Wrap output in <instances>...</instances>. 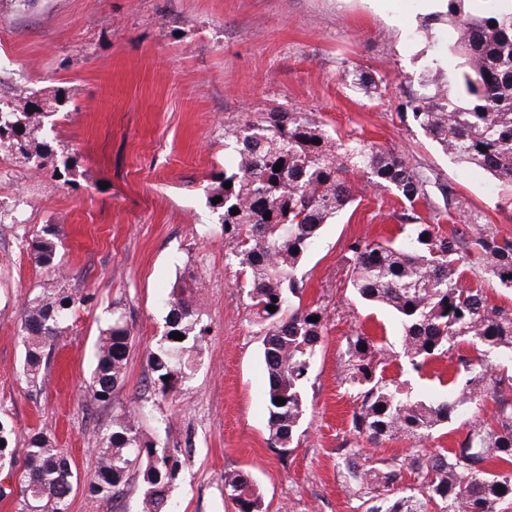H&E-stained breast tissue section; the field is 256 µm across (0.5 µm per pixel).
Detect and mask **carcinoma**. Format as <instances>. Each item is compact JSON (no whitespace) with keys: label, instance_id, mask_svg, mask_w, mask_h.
Here are the masks:
<instances>
[{"label":"carcinoma","instance_id":"carcinoma-1","mask_svg":"<svg viewBox=\"0 0 512 512\" xmlns=\"http://www.w3.org/2000/svg\"><path fill=\"white\" fill-rule=\"evenodd\" d=\"M472 0H443L435 20L454 31L448 54L458 59L442 78L435 66L430 93L405 103L412 120L456 161L478 166L512 190V0H495L493 11L469 10ZM352 87L370 93L378 88L365 72H349ZM65 101L28 100L23 110L0 99V151L19 156L41 170L49 158L38 141L48 120ZM319 143H313V140ZM233 166L224 172L230 188L212 205L227 247L225 259L238 267L239 287L246 290L263 330V359L268 378V423L277 441L290 442L304 414L302 389L317 354L324 312L304 307L297 270L323 226L352 201L345 174L348 165L363 171L379 191H390L406 205L396 236L382 241L353 240L347 245L348 282L363 301L387 309L401 332L403 365L421 374L431 363L460 348L461 337L474 351L457 356L447 391L425 397L385 376L380 350L363 332L347 337L344 380L356 392L351 417L354 436L372 445L403 437L420 443L442 424L475 404L485 389L496 403L493 422H471L454 448L413 449L409 461L374 459L353 443L342 449L345 478L358 487L365 512H512V375L488 386L496 354L512 361V312L489 302L482 285L464 284L463 249L475 252L498 287L512 291V241L484 232L470 242L447 235L437 224H423L416 207L442 198L448 188L416 171L392 150L360 142L337 144L304 112H270L239 128L224 130ZM282 169L274 171L277 164ZM238 208L232 214V208ZM269 218H264L266 213ZM35 262L57 267L61 242L53 227L29 243ZM185 273L167 300L163 343L150 354L155 383L162 395L189 378L202 351L200 325ZM91 299L64 288H44L24 306V372L35 384L45 370L51 347L77 305ZM276 307L275 312L267 306ZM318 317L311 322L309 318ZM179 332V341L171 333ZM130 330L121 316L102 331L95 346L91 398L112 400L123 381ZM286 399L277 405L274 399ZM419 484L399 487L404 466ZM181 461L176 452L144 442L130 414L117 416L99 443L89 490L116 494L130 473L145 485L142 512H170L168 492ZM77 475L64 452L42 434L30 436L20 469L21 512H68ZM224 488L237 512H261L259 489L241 471L224 477Z\"/></svg>","mask_w":512,"mask_h":512}]
</instances>
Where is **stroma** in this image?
I'll return each mask as SVG.
<instances>
[{"instance_id": "stroma-1", "label": "stroma", "mask_w": 512, "mask_h": 512, "mask_svg": "<svg viewBox=\"0 0 512 512\" xmlns=\"http://www.w3.org/2000/svg\"><path fill=\"white\" fill-rule=\"evenodd\" d=\"M436 12V0H34L21 11L0 0V98L70 93L66 117L41 135L54 150L47 169L0 151V206L18 217L0 224V419L14 430L16 460L37 432L67 455L79 477L69 512H140L139 475L114 497L87 489L100 440L130 411L146 438L182 452L170 490L177 512H235L224 493L229 470L254 481L262 512H363L339 465L357 406L340 357L346 336H371L386 377L421 395L442 393L440 377L456 367L451 352L424 376L407 374L392 315L347 284L348 243L390 237L403 204L350 171L353 205L325 225L298 270L302 305L323 309L326 321L303 389L306 411L284 446L268 427L263 335L224 259L208 199L231 164L226 129L300 111L337 141L393 150L447 184L445 232L512 241V191L443 154L402 116L432 58L448 54V26L435 25L431 40L423 34ZM354 67L379 80L377 94L352 89ZM67 158L73 172L56 176L53 166ZM49 224L62 242L56 273L37 266L27 247ZM187 268L199 273L194 300L206 335L192 377L164 396L149 355L167 330L163 300ZM60 287L92 300L76 310L43 380L31 384L24 301ZM116 312L132 339L124 382L101 404L87 384L96 340ZM493 410L482 396L426 448L455 447L469 423Z\"/></svg>"}]
</instances>
